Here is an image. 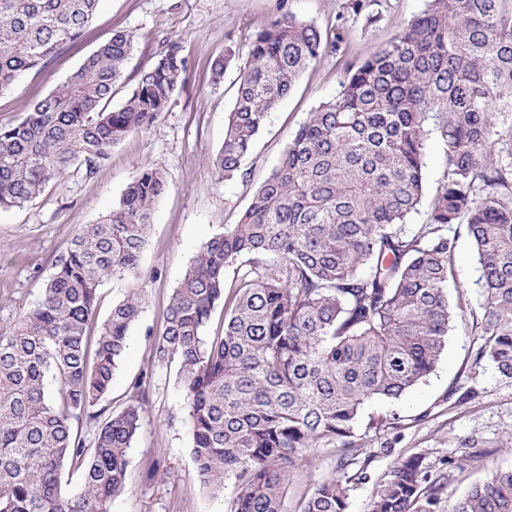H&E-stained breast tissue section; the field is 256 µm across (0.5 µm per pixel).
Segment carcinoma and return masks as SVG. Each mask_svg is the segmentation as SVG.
I'll use <instances>...</instances> for the list:
<instances>
[{
  "label": "carcinoma",
  "instance_id": "carcinoma-1",
  "mask_svg": "<svg viewBox=\"0 0 512 512\" xmlns=\"http://www.w3.org/2000/svg\"><path fill=\"white\" fill-rule=\"evenodd\" d=\"M99 0H0V92L78 41ZM377 0H345L332 33L281 14L253 32L245 59L227 46L212 84L240 71L224 141L211 157L226 179L245 162L266 118L301 76L344 42L347 19L370 27ZM133 50L118 33L24 117L0 124V209L23 208L72 168L94 175L125 137L149 129L187 82L173 44L116 109L112 90ZM512 0H426L373 53L346 68L341 90L310 113L252 194L240 221L202 243L174 289L154 363L176 366L190 454L204 488L233 482L230 512H288L291 471L318 444L340 467L359 459L362 407L397 399L445 349L452 311L453 224H467L479 264L482 344L512 378ZM446 147V172L426 222L406 229L424 197L425 143ZM162 170L144 167L118 204L77 227L41 297L0 329V512H111L141 427L142 393L99 427L88 448L73 423L99 402L143 309L140 257ZM247 259L248 269L226 278ZM132 288L98 322L99 288ZM224 305V335L210 338ZM57 385L52 392L51 384ZM80 492H62L66 467ZM347 478L318 483L300 512H345ZM445 485L422 456L400 459L370 512H435ZM452 512H512V469L476 483Z\"/></svg>",
  "mask_w": 512,
  "mask_h": 512
}]
</instances>
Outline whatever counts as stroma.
<instances>
[{"label":"stroma","instance_id":"35a3bbf8","mask_svg":"<svg viewBox=\"0 0 512 512\" xmlns=\"http://www.w3.org/2000/svg\"><path fill=\"white\" fill-rule=\"evenodd\" d=\"M343 0H100L83 37L59 50L51 63L23 74L0 95V123L19 120L57 89L113 33L133 35L134 49L112 99L120 105L136 88L140 73L170 43L188 60V80L145 133L124 138L93 177L74 171L48 185L21 209L0 210V327L16 322L39 299L56 256L77 225L92 224L118 203L139 169H162L169 187L151 218L141 255L142 313L129 332L109 395L101 405L119 411L135 383L145 389L138 437L128 456L123 492L112 512H230L233 488L211 495L202 486L189 448L183 395L176 370L155 365L151 341L161 334L173 290L201 243L237 223L253 191L278 162L280 153L310 112L340 90L347 63L373 52L424 7L425 0H380L381 21L365 27L348 21L346 45L307 70L294 90L269 113L247 167L249 181L219 177L211 156L224 141V120L236 93V69L221 86L211 81V64L226 45L246 48L250 35L271 18L290 13L334 30ZM454 277L448 282L453 320L448 345L435 370L395 400L365 404L359 421L394 418V428L366 437V472L349 466L346 512H369L380 484L400 457L420 454L432 477L445 484L437 512L492 472L512 469V379L487 360L477 361L481 341L472 326L482 303L476 284V253L463 224L452 225ZM311 464L296 466L288 486V512H297L315 484L337 474L333 446L309 449Z\"/></svg>","mask_w":512,"mask_h":512}]
</instances>
